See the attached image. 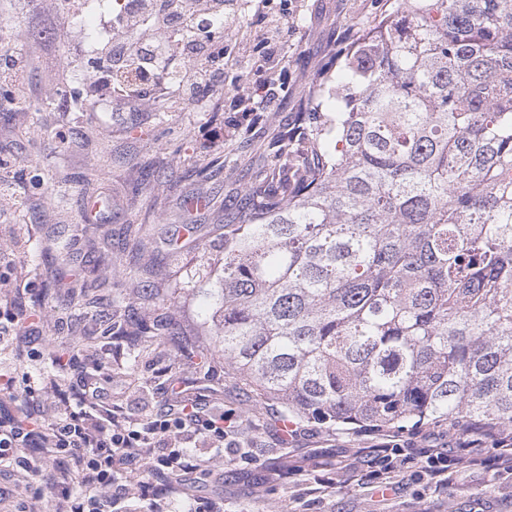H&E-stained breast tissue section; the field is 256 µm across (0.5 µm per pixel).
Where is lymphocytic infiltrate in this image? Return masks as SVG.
Segmentation results:
<instances>
[{
  "mask_svg": "<svg viewBox=\"0 0 512 512\" xmlns=\"http://www.w3.org/2000/svg\"><path fill=\"white\" fill-rule=\"evenodd\" d=\"M203 15L229 24L237 12L232 0H197L190 8L176 0H133L118 25L136 30L161 27L189 34ZM189 53L196 62L187 69L183 60ZM31 62L30 52L21 45L0 54V82L9 84L13 90L10 111L21 110L30 100L27 72ZM168 70L182 73L174 94L157 79L158 74ZM147 73L154 79L153 94L169 100L175 110L180 109L183 101L224 87V67L204 42H193L188 52L180 47L162 46ZM14 383V377L0 376V395L18 402L16 415L0 419V467L9 464L34 472V465L19 456L22 448H42L65 456L68 468L60 471L50 485L36 481L29 485L32 497L37 500L44 492H51L55 512H107L111 502L103 494L117 479L116 465L134 455L147 474L140 490L142 498L149 502L148 512H167L151 477L167 478V490H174L172 475L188 466L183 444L194 442L220 448L227 436L223 412L204 416L194 404H180L159 418L134 417L122 407L108 405L97 387L78 390L64 386L60 378L47 376L41 384H26L18 394ZM44 392L55 397V412L50 419L45 418L38 403ZM480 444V438L466 433L458 436L454 448L421 449L429 481L445 483L462 461H476Z\"/></svg>",
  "mask_w": 512,
  "mask_h": 512,
  "instance_id": "lymphocytic-infiltrate-1",
  "label": "lymphocytic infiltrate"
}]
</instances>
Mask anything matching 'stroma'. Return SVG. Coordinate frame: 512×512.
Wrapping results in <instances>:
<instances>
[{
	"instance_id": "35a3bbf8",
	"label": "stroma",
	"mask_w": 512,
	"mask_h": 512,
	"mask_svg": "<svg viewBox=\"0 0 512 512\" xmlns=\"http://www.w3.org/2000/svg\"><path fill=\"white\" fill-rule=\"evenodd\" d=\"M288 3L291 34L276 59L256 51L239 62L238 44L254 24L246 15L225 34L223 91L183 111L151 96L134 104L113 96L97 112L94 80L77 111H0V152L17 160L0 188V298L21 297L23 346L37 356L27 370L48 374L61 353L71 362L66 385L79 387L90 381L83 364L99 363L107 402L135 416H163L183 393L202 410L222 407L235 445L208 470L184 473L172 512H190L202 498L223 499L224 512H512L510 469L468 465L436 490L416 460L380 486L367 473L386 435L303 423L287 437L274 406L224 371L206 295L224 255V213L244 206L276 165L315 71L385 9L384 0ZM32 4L21 15L14 0H0V21L31 49L29 82L41 101L88 63L74 57L73 30L53 0ZM265 86L275 88V103L260 95ZM88 180L103 186L96 221L84 217ZM129 315L177 324L182 350L161 341L130 353L111 339L113 322ZM200 353L210 365L204 380Z\"/></svg>"
}]
</instances>
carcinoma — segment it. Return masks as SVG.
I'll return each instance as SVG.
<instances>
[{
    "instance_id": "1",
    "label": "carcinoma",
    "mask_w": 512,
    "mask_h": 512,
    "mask_svg": "<svg viewBox=\"0 0 512 512\" xmlns=\"http://www.w3.org/2000/svg\"><path fill=\"white\" fill-rule=\"evenodd\" d=\"M224 223V370L282 423L512 431V0H388ZM178 347L174 324L117 325Z\"/></svg>"
}]
</instances>
